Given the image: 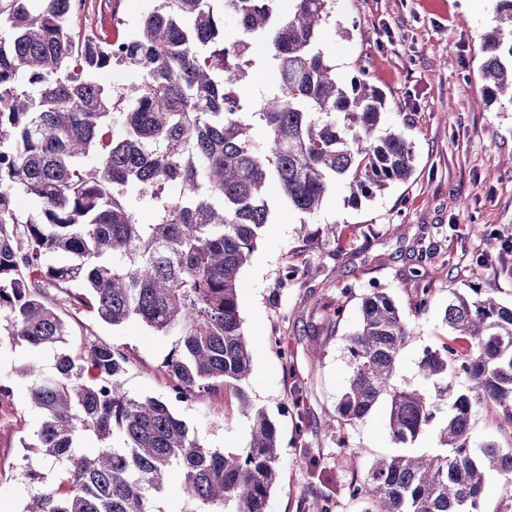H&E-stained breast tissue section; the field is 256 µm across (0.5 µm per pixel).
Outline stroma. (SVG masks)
<instances>
[{
  "label": "stroma",
  "instance_id": "1",
  "mask_svg": "<svg viewBox=\"0 0 512 512\" xmlns=\"http://www.w3.org/2000/svg\"><path fill=\"white\" fill-rule=\"evenodd\" d=\"M322 40L342 81L365 69L386 96L384 129L404 134L415 151L411 177L371 200L358 203L336 187L312 216L271 197L266 225L251 261L241 274L243 330L254 348L252 371L243 388L253 408L276 424L281 469L266 512H316L326 496L332 512H365L363 499L346 485L364 477L371 463L396 454L441 453L436 429L407 445L387 429V401L363 419L344 426L336 405L352 365L347 339L358 328L359 308L368 289L393 296L410 330L396 374L401 386L428 390L417 363L425 347L448 341L443 319L451 291L492 288L512 303V103L483 101L480 67L484 36L495 26L492 0H448L431 9L426 0H331ZM343 36H335L336 27ZM400 225L392 233L391 225ZM487 262H479V255ZM297 278L281 284L283 267ZM429 274L432 297L426 310L414 306L412 269ZM342 305L340 319L330 308ZM71 327L68 350L81 343L123 346L127 391L170 401L207 447H246L250 421L235 388L201 393L178 402L162 368L175 345L138 323L108 325L84 308L63 306ZM54 368L49 351L0 335V383L13 389L0 402V512H23L33 487L17 464L25 455L42 413L27 399L29 366ZM304 396L306 428L295 431L290 398ZM344 435L358 449L347 463L337 444ZM318 459L304 464V452Z\"/></svg>",
  "mask_w": 512,
  "mask_h": 512
}]
</instances>
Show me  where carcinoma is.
Here are the masks:
<instances>
[{
	"label": "carcinoma",
	"mask_w": 512,
	"mask_h": 512,
	"mask_svg": "<svg viewBox=\"0 0 512 512\" xmlns=\"http://www.w3.org/2000/svg\"><path fill=\"white\" fill-rule=\"evenodd\" d=\"M30 2L0 0V314L10 338L55 351L54 373L28 390L43 421L24 447L50 474L24 457L35 484L24 512H155L174 470L183 512H265L279 437L242 388L253 348L239 275L269 222L268 187L309 215L338 184L356 202L370 199L410 178L413 146L400 132L375 135L385 98L364 76L336 77L320 40L330 0H291L286 11L278 0H220V11L214 0H159L116 37L83 21L86 0ZM494 2L481 65L488 103L512 100V0ZM258 49L278 86L252 107L241 85ZM115 68L137 79L103 81ZM17 192L40 211L21 220ZM60 254L69 261L56 262ZM410 281L415 306L427 309L428 273L415 269ZM53 290L109 325L178 337L163 362L175 399L234 387L251 421L247 446L208 448L166 401L130 395L122 347L63 350L69 332ZM444 321L467 347L426 348L419 368L433 390L399 387L407 324L384 289L363 297L337 418L360 420L386 397L388 431L406 444L450 400L446 454L379 458L349 484L367 512H481L489 470L512 508V448L470 444L481 405L512 437V306L491 289L454 292ZM87 433L104 442L92 454L78 449Z\"/></svg>",
	"instance_id": "cac0c4a2"
}]
</instances>
